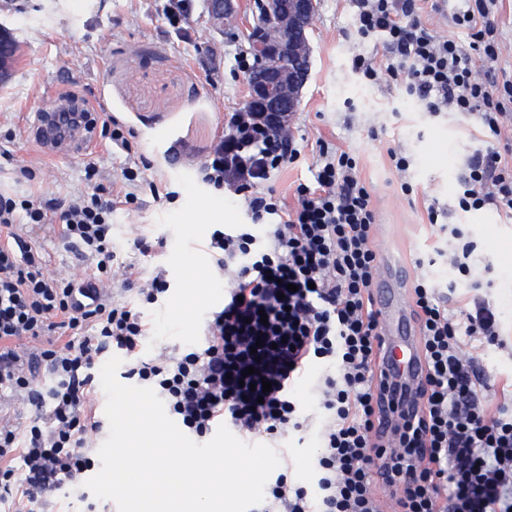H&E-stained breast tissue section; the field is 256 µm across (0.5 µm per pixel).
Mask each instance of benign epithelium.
Wrapping results in <instances>:
<instances>
[{"label": "benign epithelium", "instance_id": "obj_1", "mask_svg": "<svg viewBox=\"0 0 512 512\" xmlns=\"http://www.w3.org/2000/svg\"><path fill=\"white\" fill-rule=\"evenodd\" d=\"M258 22L248 38L259 73L249 84L245 108L259 112L297 111L302 88L310 75L308 30L318 0H257ZM232 20L228 0H209L208 21L222 34ZM17 45L0 27V83L14 61Z\"/></svg>", "mask_w": 512, "mask_h": 512}]
</instances>
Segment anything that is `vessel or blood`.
<instances>
[{
    "label": "vessel or blood",
    "mask_w": 512,
    "mask_h": 512,
    "mask_svg": "<svg viewBox=\"0 0 512 512\" xmlns=\"http://www.w3.org/2000/svg\"><path fill=\"white\" fill-rule=\"evenodd\" d=\"M29 121L37 146L53 157L66 155L77 146L95 147L92 131L82 113L36 112ZM410 268L399 260L389 258L382 262L371 292L375 307L380 312L381 364L389 378L406 383V390H389L382 402L383 425L391 427L393 405L403 411L413 409L414 394L423 370L419 357L416 326L412 313L407 282Z\"/></svg>",
    "instance_id": "vessel-or-blood-1"
}]
</instances>
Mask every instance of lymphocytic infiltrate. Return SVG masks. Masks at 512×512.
Wrapping results in <instances>:
<instances>
[{
  "mask_svg": "<svg viewBox=\"0 0 512 512\" xmlns=\"http://www.w3.org/2000/svg\"><path fill=\"white\" fill-rule=\"evenodd\" d=\"M350 2L357 39L384 49L377 60L356 54L354 70L372 84L404 83L431 112L456 113L483 139L467 159L453 207L430 200L429 223L487 207L512 216V72L498 65L501 0H462L451 16L456 37L430 28L434 0ZM293 126L282 112L225 113L197 178L243 201L250 221L235 232L214 230L206 245L227 286L223 307L206 318L204 345L149 361L138 356L151 330L141 307L163 304L170 283L161 270L143 278L112 245L113 212L138 201L128 190L141 173L138 162L123 169L120 183H96L64 208L0 193V399L19 395L34 409L22 428L0 418V501L13 512H32L38 498L64 486L82 497V479L95 467L86 436L103 429L88 407L94 368L115 351L127 359L125 378L152 388L198 440L221 423L273 442L307 432L311 422L290 387L311 363H327L317 384L322 427L312 482L280 471L252 512H512V413L491 405L492 379L478 352L461 342L500 343L489 300L456 298L459 282L471 276L474 242L449 225L454 279L417 278L421 408L391 434H378L376 405L386 386L369 294L378 271L375 206L355 158L325 145L312 182L296 186L294 206L266 191L265 182L301 155ZM25 224L59 225L92 260L91 279L121 278L133 300L105 295L90 308L75 305V280L49 272L43 249L22 233ZM256 224L261 233L253 232ZM58 330L68 333L65 344L50 341ZM41 336L47 346L21 353V341ZM44 367L54 376L45 393L35 387ZM263 380L271 391L255 392ZM384 488L395 491L389 509Z\"/></svg>",
  "mask_w": 512,
  "mask_h": 512,
  "instance_id": "1",
  "label": "lymphocytic infiltrate"
}]
</instances>
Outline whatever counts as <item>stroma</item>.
Listing matches in <instances>:
<instances>
[{"mask_svg":"<svg viewBox=\"0 0 512 512\" xmlns=\"http://www.w3.org/2000/svg\"><path fill=\"white\" fill-rule=\"evenodd\" d=\"M254 0H233L235 28L217 34L208 29L207 0H191L180 23L170 20L173 0H0V25L17 43L12 74L0 85V190L35 195L68 204L91 190L93 182L118 179L131 158L149 163L146 184L136 192L143 205L117 211L112 242L126 247L144 235L164 245L138 257L143 275L167 272L170 290L162 309L145 306L156 334L141 354L177 350L202 343L205 316L182 300L189 276L201 277L211 309L224 303V280L210 262L205 243L217 226L247 223L243 204L197 184L187 186L182 171L197 170L209 146L221 135L224 115L242 109L253 58L246 33L255 24ZM349 0H320L309 32L311 73L303 90L294 134L299 160L277 172L268 186L286 204H294L298 183L311 181L318 159V141L352 155L368 187L377 213L375 246L379 257L407 263L423 259V273L446 278L441 253L448 236L430 226L427 197L453 202L467 157L477 148L468 124L450 112L430 114L417 98L393 82L366 83L352 67L361 53L381 56L379 46L358 44ZM72 91L93 106V135L103 144L93 154L72 150L67 156L43 155L21 122L22 114L52 109L58 95ZM118 119L133 134L132 153L114 148L103 122ZM403 147L412 158L407 175H399L389 150ZM96 166L95 181L85 169ZM36 178L19 177L21 168ZM415 187L403 195L402 179ZM167 184L178 197L158 208L149 181ZM465 236L476 243L472 278L482 285L500 312L502 346L484 349L480 357L500 391L512 390V218L496 210L455 214ZM279 446L280 460L292 475L308 481L319 446L316 432L293 433ZM36 512H118L113 501L95 496L77 499L66 490L41 499Z\"/></svg>","mask_w":512,"mask_h":512,"instance_id":"obj_1","label":"stroma"}]
</instances>
